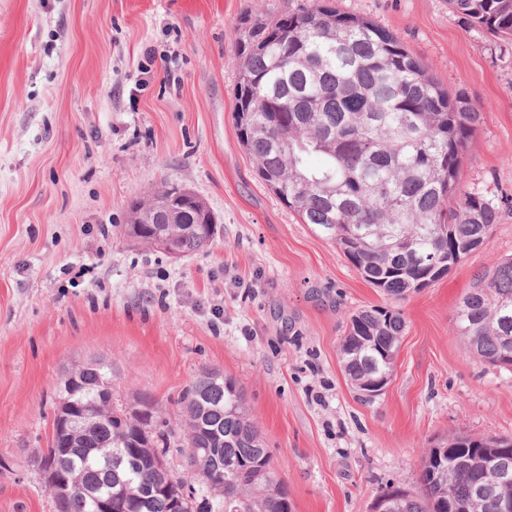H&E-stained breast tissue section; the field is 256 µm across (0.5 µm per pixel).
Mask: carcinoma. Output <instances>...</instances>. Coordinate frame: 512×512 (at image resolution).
I'll list each match as a JSON object with an SVG mask.
<instances>
[{"label":"carcinoma","mask_w":512,"mask_h":512,"mask_svg":"<svg viewBox=\"0 0 512 512\" xmlns=\"http://www.w3.org/2000/svg\"><path fill=\"white\" fill-rule=\"evenodd\" d=\"M469 24L512 44V0H446ZM234 55L238 79L234 121L258 178L293 209L301 223L334 241L362 279L393 300L431 285L486 244L500 208L495 200L463 190V158L481 112L463 95L448 94L428 63L389 29L343 12L333 0H312L293 12L244 20ZM324 158L318 168L309 156ZM166 184L130 206L127 236L154 246L175 224H194L181 237L183 254L212 240L215 217L199 197L180 210L159 199L187 193ZM152 224H137L143 205ZM444 254L434 268L432 259ZM457 329L472 353L508 369L512 353V258L496 260L477 275L462 299ZM405 320L391 307L361 309L340 342L345 376L356 389L393 373L389 354L399 350ZM109 379L102 362L77 367V383L61 393L93 417L73 439L60 465L75 479L65 512H95L91 493L110 489L135 500L165 458L170 435L155 428V404L145 397L115 409L101 397ZM184 448L197 449L206 478L186 488L171 476V491L186 494V512H224V497L237 512H291L288 489L251 418L242 388L226 378L220 386L196 379L183 392ZM139 448V469L119 476L104 466L116 448ZM490 460L512 474V438L458 433L421 458L419 490L402 489L391 512H501L512 500V478L475 493ZM246 471L228 482L224 466Z\"/></svg>","instance_id":"carcinoma-1"}]
</instances>
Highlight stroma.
Returning <instances> with one entry per match:
<instances>
[{"instance_id":"35a3bbf8","label":"stroma","mask_w":512,"mask_h":512,"mask_svg":"<svg viewBox=\"0 0 512 512\" xmlns=\"http://www.w3.org/2000/svg\"><path fill=\"white\" fill-rule=\"evenodd\" d=\"M311 0H0V512H55L35 458L70 370L112 372V404L146 395L179 452L181 396L209 368L245 393L292 512H369L455 432L512 437V372L480 361L456 309L477 272L512 257V207L486 247L389 302L335 243L255 175L238 142L241 18ZM425 59L482 112L466 191L512 198V50L445 0H334ZM187 187L217 219L175 259L130 241L129 204ZM406 322L385 392L363 401L339 346L357 310Z\"/></svg>"}]
</instances>
